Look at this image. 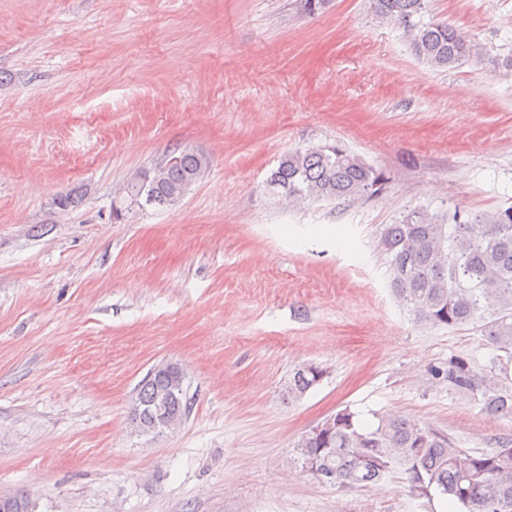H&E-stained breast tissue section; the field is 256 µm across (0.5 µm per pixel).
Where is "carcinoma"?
<instances>
[{"label": "carcinoma", "instance_id": "obj_1", "mask_svg": "<svg viewBox=\"0 0 512 512\" xmlns=\"http://www.w3.org/2000/svg\"><path fill=\"white\" fill-rule=\"evenodd\" d=\"M376 17L402 28L413 54L432 68H452L480 54L470 36L448 21L419 24L414 17L426 0H372ZM209 167L207 156L174 150L160 165L130 180L123 201L131 206H166L179 200ZM383 172L350 154L342 145L296 149L284 154L266 181L272 195L290 202L354 201L376 193ZM394 298L416 321L432 327L481 324L489 343L512 360V207L488 213L456 208L439 217L421 208L405 213L380 232ZM323 370L297 369L288 382V399L305 395L320 382ZM448 387L479 397L482 411L512 417V376L496 364L483 372L463 359L448 362ZM171 373L161 366L141 384L132 416L139 432L158 435L154 407L168 395V410L180 420L189 413L183 385L170 386ZM304 467L339 488L366 487L394 467L404 469L410 489L421 497L431 491L448 497L457 512H512V439L491 451L459 448L445 434L400 416H381L371 429L355 414L336 413V427L326 434L306 432L297 444Z\"/></svg>", "mask_w": 512, "mask_h": 512}]
</instances>
